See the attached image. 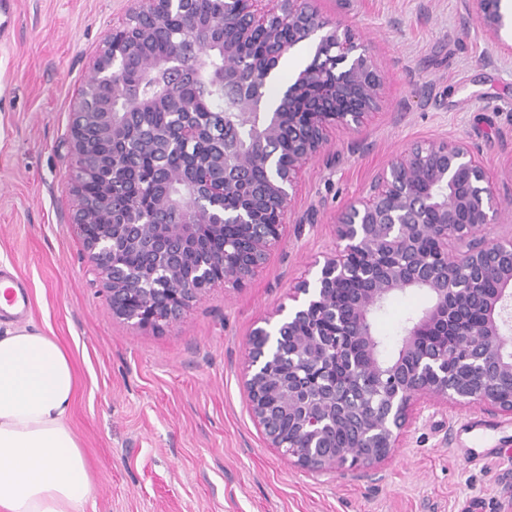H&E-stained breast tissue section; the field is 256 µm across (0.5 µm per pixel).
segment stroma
Returning a JSON list of instances; mask_svg holds the SVG:
<instances>
[{
	"mask_svg": "<svg viewBox=\"0 0 512 512\" xmlns=\"http://www.w3.org/2000/svg\"><path fill=\"white\" fill-rule=\"evenodd\" d=\"M129 0H15L0 41V270L27 286V323L70 355V424L93 477L86 512H505L512 415L417 403L399 448L372 472L302 470L269 447L241 373L250 332L333 250V222L404 149L468 142L512 199V59L465 0H319L367 41L385 76L354 132L327 131L303 171L285 241L238 288L215 285L163 328L118 319L70 222L68 137L91 61ZM427 295L395 296L378 318L386 355ZM497 422L496 452L464 460L459 429Z\"/></svg>",
	"mask_w": 512,
	"mask_h": 512,
	"instance_id": "35a3bbf8",
	"label": "stroma"
}]
</instances>
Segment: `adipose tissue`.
Listing matches in <instances>:
<instances>
[{
    "instance_id": "ef3b65f1",
    "label": "adipose tissue",
    "mask_w": 512,
    "mask_h": 512,
    "mask_svg": "<svg viewBox=\"0 0 512 512\" xmlns=\"http://www.w3.org/2000/svg\"><path fill=\"white\" fill-rule=\"evenodd\" d=\"M71 359L28 325L0 334V512H85L93 482L68 419Z\"/></svg>"
}]
</instances>
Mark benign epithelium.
<instances>
[{
  "instance_id": "1",
  "label": "benign epithelium",
  "mask_w": 512,
  "mask_h": 512,
  "mask_svg": "<svg viewBox=\"0 0 512 512\" xmlns=\"http://www.w3.org/2000/svg\"><path fill=\"white\" fill-rule=\"evenodd\" d=\"M137 7L112 27L80 87L70 126L76 156L70 171L72 223L91 271L101 279L115 316L160 328L178 320L217 282L238 285L252 277L287 233L292 190L302 168L319 157L330 125L360 127L381 103L384 78L368 45L314 0H229L235 4L239 43L264 35L265 61L241 84L248 140L213 118H197L193 106L160 88L143 97L121 79L128 58L164 30L174 10L193 0H136ZM479 26L512 57L501 31V0H467ZM319 37L323 67L300 72L289 84L288 133L294 152L288 167L260 187L251 175L273 166L271 149L282 127L278 113L261 107L265 80L287 49ZM149 72L190 76L187 53L175 45L161 58H145ZM239 71V52L224 48V77ZM164 107L181 125V141L207 142L215 150L171 173L176 191L150 211L132 197L118 211L115 189L124 164L95 151L100 140L124 138L140 114ZM151 147L169 151V129L151 135ZM106 168L97 191L87 177ZM491 173L463 140L415 145L395 156L336 219V251L324 257L314 281L304 280L246 342L243 384L253 421L268 444L309 471L371 470L398 447L417 400L480 404L512 414V236L492 235L502 204ZM236 197V208L224 201ZM236 224L242 251L229 241L218 259L204 244ZM142 257L135 266L118 253ZM491 278L496 288L485 290ZM419 291L429 304L407 319L397 354L386 359L372 321L398 293ZM265 337L256 345L253 338ZM292 427L284 434L280 419ZM344 425L351 442L336 447L329 434Z\"/></svg>"
}]
</instances>
